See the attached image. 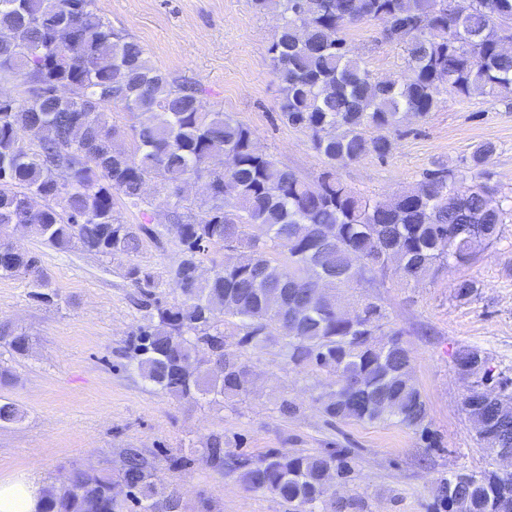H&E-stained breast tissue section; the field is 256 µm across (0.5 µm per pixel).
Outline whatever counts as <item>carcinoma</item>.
Returning a JSON list of instances; mask_svg holds the SVG:
<instances>
[{
  "label": "carcinoma",
  "mask_w": 512,
  "mask_h": 512,
  "mask_svg": "<svg viewBox=\"0 0 512 512\" xmlns=\"http://www.w3.org/2000/svg\"><path fill=\"white\" fill-rule=\"evenodd\" d=\"M256 12L278 17L268 67L281 90L279 111L304 133L329 171L317 186L257 150L254 132L203 102L204 88L161 71L147 49L112 28L95 0H0V80L27 98H0V234L29 229L60 251L75 246L97 255H133L145 237L171 236L181 258L171 271L183 296L178 306L150 304V324L132 332L136 366L148 384L174 397L220 402L249 391L245 365L227 348L224 321L240 322L237 345L277 343L288 363L329 378L334 398L318 396L331 421L392 423L428 430L426 403L401 330L369 297L344 318L340 289L360 288L393 272L409 284L443 269L472 264L512 223V194L486 169L497 146L478 143L470 175L445 165L423 173L417 187L380 198L359 195L337 171L386 158L404 115L426 119L446 96L489 97L512 109V0H252ZM378 21L386 41L403 48L405 69L377 78L347 41L352 27ZM130 124L110 121L112 110ZM132 139V146L126 140ZM156 182L175 198L167 221L126 224L114 198L147 210L144 186ZM196 197L183 204L184 186ZM236 252L206 277L202 259L214 248ZM32 277L34 300L53 301L36 256L0 238V277ZM125 277L154 296V275L132 264ZM327 288L314 306L308 284ZM476 280L460 278L455 298L470 299ZM383 337L376 345L373 337ZM31 337L0 322V347L10 359L28 354ZM461 375L494 379L482 352L455 354ZM506 393L472 394L463 410L486 448H512V418L498 422ZM23 411L0 398V426ZM205 464L225 467L241 483L281 500L285 512H366L360 498L336 500V482L354 472L349 451L296 454L273 448L257 459L229 456L224 435L202 441ZM118 480L73 469L50 486L43 512H181L176 489L155 481L156 466L125 448ZM467 476L465 512H512L501 506L506 478L493 469L452 473L437 488L435 512L448 507V485Z\"/></svg>",
  "instance_id": "carcinoma-1"
}]
</instances>
